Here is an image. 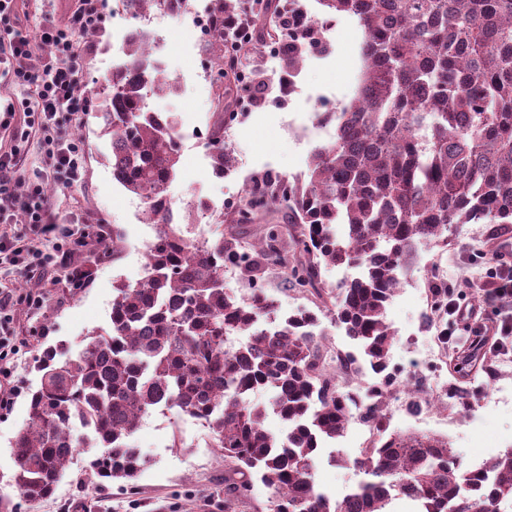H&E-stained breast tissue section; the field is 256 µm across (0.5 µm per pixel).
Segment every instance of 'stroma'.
<instances>
[{"label": "stroma", "instance_id": "obj_1", "mask_svg": "<svg viewBox=\"0 0 512 512\" xmlns=\"http://www.w3.org/2000/svg\"><path fill=\"white\" fill-rule=\"evenodd\" d=\"M115 0H103L101 26L87 38L89 52L82 65L88 87H104L112 75V39L122 36L126 20L114 17ZM170 50L168 74L183 93L174 115L190 135L181 143V163L171 184L173 205L184 209L204 192L232 207L243 185L261 175L295 178L303 175L314 151L331 141L335 128L315 126L321 100L343 108L355 95L362 70L364 31L350 16L337 17L327 33L328 51L306 56L297 83L288 92L269 89L264 106L250 108L246 92H239L234 111L240 123L224 133V142L236 159L224 177L212 173L207 140L195 129L210 130L216 119V88L207 63L210 53L188 23L163 13H150L137 22ZM96 106L73 120L71 137L86 156L82 185L53 191L52 204L61 224L82 218L89 241L118 242L119 257L100 252H78L76 259L91 272L90 280L73 285L24 272L0 269V282L9 284L19 300L11 310L8 332L22 347L10 359L14 400L0 407V496L17 500L19 512H224V457L211 446L207 426L178 409H154L145 415L135 441L150 461L136 478L134 490L100 487L90 480L88 457L71 459L55 493L29 503L20 500L9 482L13 469L11 445L27 419V393L36 389L35 346L64 342L82 347L94 329L105 327L115 285L135 284L144 274L146 243L156 227L143 221V204L112 175V147L102 136ZM512 240V224H452L447 243L418 245L414 265L386 307V318L397 336L390 350L388 370L394 383L419 386L439 379L445 386L446 409L437 414L409 412L402 402L386 399L384 412L390 428L424 432L447 440L466 465L479 467L486 460L512 449V350L496 327L512 311L486 305L481 289L487 271H512V258L500 257L498 246ZM447 288L458 308L445 316L451 340L439 344L427 302L432 284ZM43 293L40 309L23 302L28 293ZM484 331L487 342L477 353L468 376L455 374L457 354L469 337ZM362 474L352 466H333L326 459L316 464L318 488L340 499L350 493Z\"/></svg>", "mask_w": 512, "mask_h": 512}]
</instances>
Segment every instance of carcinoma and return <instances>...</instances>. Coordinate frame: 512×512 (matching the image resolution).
I'll return each mask as SVG.
<instances>
[{
    "label": "carcinoma",
    "mask_w": 512,
    "mask_h": 512,
    "mask_svg": "<svg viewBox=\"0 0 512 512\" xmlns=\"http://www.w3.org/2000/svg\"><path fill=\"white\" fill-rule=\"evenodd\" d=\"M188 0H123L133 16L151 9L180 13ZM322 16L289 26L281 72L299 73L321 47L327 19L356 18L365 32L364 67L354 98L317 119L336 122L334 139L312 155L304 177L252 185L238 210L214 222L248 224L268 210L291 225L261 224L255 236L228 230L192 240L170 223L167 186L181 146L175 120L148 98L174 94L175 79L148 53L151 34L132 32L127 62L99 92L102 134L112 145V175L138 196L148 224L145 276L113 288L108 329L88 334L73 354L61 343L38 349L39 387L27 399V420L13 441L10 483L33 503L50 497L81 446L83 421L101 452L88 462L104 487L133 480L147 465L132 438L146 414L162 405L205 421L211 447L224 456V512L254 478L272 489L270 512H388L394 499L418 512H500L512 503V450L468 468L448 442L384 427L353 465L368 476L336 500L318 490L319 448L345 433L358 416L385 417L380 386L339 390L326 372L317 314H278L256 288L246 302L224 286V265L250 280L275 264L301 290L319 291L321 265L359 274L334 299V324L353 340L381 386L396 336L386 306L411 264L415 247L447 239L450 224H512V0H318ZM213 36L207 47L220 69L218 106L233 98L236 76L224 71V18L245 13V0H210ZM284 5L265 0L253 13L254 34L235 50L249 61L281 36ZM209 135L213 173L235 166L224 145L234 112H218ZM245 336L240 343L237 337ZM263 389L268 402L251 393ZM288 424L277 437L269 414Z\"/></svg>",
    "instance_id": "1"
}]
</instances>
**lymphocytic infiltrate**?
Instances as JSON below:
<instances>
[{
	"label": "lymphocytic infiltrate",
	"mask_w": 512,
	"mask_h": 512,
	"mask_svg": "<svg viewBox=\"0 0 512 512\" xmlns=\"http://www.w3.org/2000/svg\"><path fill=\"white\" fill-rule=\"evenodd\" d=\"M100 18V0H73L65 19L40 27L37 37L22 28L0 33V87L16 82L22 96L20 105H7L0 131L10 129V115L22 112L20 137H39L47 180L65 187L84 178L82 151L65 135L68 121L88 105L78 37L96 29ZM37 46L50 47L51 55L34 56ZM25 166L19 148L0 144V254L23 270L83 281L84 272L75 260L83 232L62 231L42 183H23ZM20 184L25 187L21 193L16 190ZM16 220L29 230L22 248L8 242L6 226Z\"/></svg>",
	"instance_id": "obj_1"
}]
</instances>
